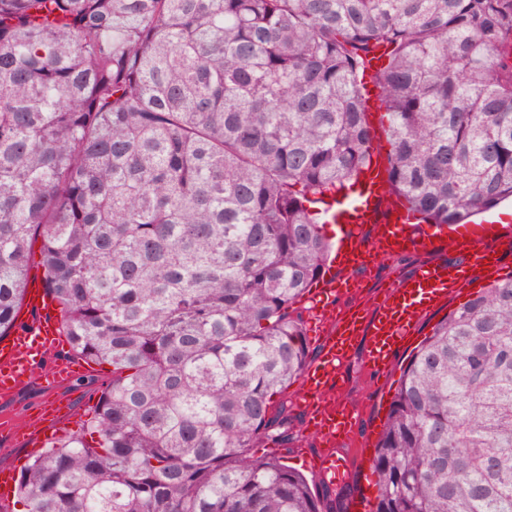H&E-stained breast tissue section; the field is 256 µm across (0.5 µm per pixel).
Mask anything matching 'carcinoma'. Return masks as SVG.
<instances>
[{"label":"carcinoma","instance_id":"1","mask_svg":"<svg viewBox=\"0 0 512 512\" xmlns=\"http://www.w3.org/2000/svg\"><path fill=\"white\" fill-rule=\"evenodd\" d=\"M423 223L512 197V0H0V336L40 249L71 349L112 366L33 456L26 512H321L285 393L292 306L330 250L315 205L372 163ZM372 512H512V274L410 355ZM371 97L367 100V104L369 105L372 112L367 113V120L371 126H373L376 134L375 142L381 143L384 148L378 154V161L387 168V160H386V152L388 150V146L386 143V135L384 132V127L386 126V118L384 121L382 120V116L385 114L384 108L381 105L379 100L378 89L374 86L371 89Z\"/></svg>","mask_w":512,"mask_h":512}]
</instances>
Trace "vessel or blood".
I'll list each match as a JSON object with an SVG mask.
<instances>
[{"mask_svg": "<svg viewBox=\"0 0 512 512\" xmlns=\"http://www.w3.org/2000/svg\"><path fill=\"white\" fill-rule=\"evenodd\" d=\"M386 182V177L369 174L360 198L328 203L330 223L340 226L338 251L343 274L320 279L308 295V314L314 322L308 338L318 343L319 354L302 378L301 397L312 434L331 445L339 435L349 433L361 415L360 408L334 404L357 342L365 341L369 347L366 368L376 376H385L388 365L424 318L469 285L474 268L482 266L493 271L499 249L512 246V232L504 229L493 235L478 232L459 245L442 230L411 225L401 200L389 199ZM407 251L443 255L451 251L455 258L420 267L385 294L371 319L358 316L346 329L337 330L336 300L351 288L355 270L363 266V255L373 253L386 258ZM65 344L55 302L48 296L41 277L30 278L22 312L14 328L0 338V395L13 394L37 377L52 390L74 383L86 363L64 355ZM69 411V406L60 404L34 421V428L42 430L45 442L67 435V428L56 425L55 420ZM320 474L330 485L351 478L348 464L330 452L323 456Z\"/></svg>", "mask_w": 512, "mask_h": 512, "instance_id": "b4317fda", "label": "vessel or blood"}]
</instances>
